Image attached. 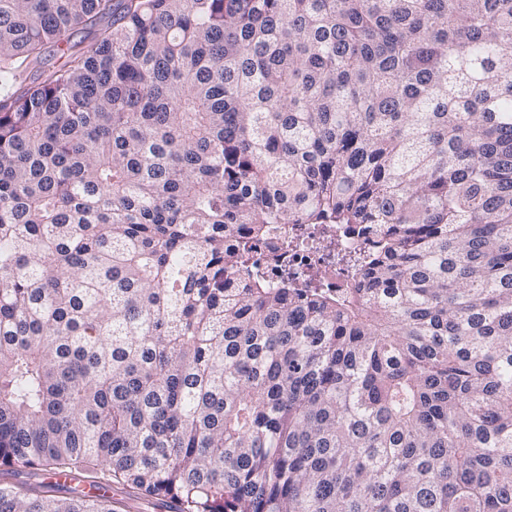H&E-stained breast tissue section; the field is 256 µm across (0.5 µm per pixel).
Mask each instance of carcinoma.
I'll use <instances>...</instances> for the list:
<instances>
[{
	"mask_svg": "<svg viewBox=\"0 0 512 512\" xmlns=\"http://www.w3.org/2000/svg\"><path fill=\"white\" fill-rule=\"evenodd\" d=\"M1 75L0 469L92 491L0 512H512V0H0ZM329 224H319L318 229L307 239L311 247L309 252L317 251L323 255L324 260L319 264L304 269L311 282L330 291L336 288H346V273L342 274V258L353 251L358 245L354 235L345 229H336ZM289 235L291 234H288V247L286 244H284L283 246H281L282 249L278 252V254L281 256L275 257V259L266 258L267 260L262 261L267 262L266 270L268 277L272 282H276L280 279L283 273L284 264L288 265V272L292 273L294 271V268L300 261V256L302 252H298L300 253V255H295L296 250L292 247V243L290 241L291 238L289 237ZM114 512H176L174 503L167 498H129L121 485L112 484ZM110 494V495H111Z\"/></svg>",
	"mask_w": 512,
	"mask_h": 512,
	"instance_id": "obj_1",
	"label": "carcinoma"
}]
</instances>
